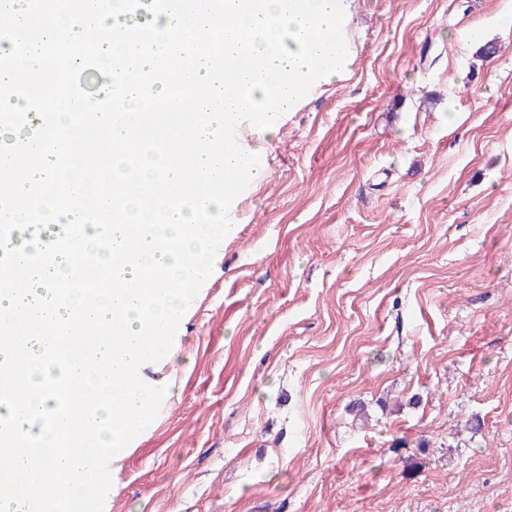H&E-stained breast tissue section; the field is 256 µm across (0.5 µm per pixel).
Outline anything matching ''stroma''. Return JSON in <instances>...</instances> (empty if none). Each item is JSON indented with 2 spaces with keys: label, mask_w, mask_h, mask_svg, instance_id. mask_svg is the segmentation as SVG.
I'll list each match as a JSON object with an SVG mask.
<instances>
[{
  "label": "stroma",
  "mask_w": 512,
  "mask_h": 512,
  "mask_svg": "<svg viewBox=\"0 0 512 512\" xmlns=\"http://www.w3.org/2000/svg\"><path fill=\"white\" fill-rule=\"evenodd\" d=\"M352 12L348 76L268 143L100 512H512V0Z\"/></svg>",
  "instance_id": "35a3bbf8"
}]
</instances>
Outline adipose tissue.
Returning a JSON list of instances; mask_svg holds the SVG:
<instances>
[{"label":"adipose tissue","instance_id":"1","mask_svg":"<svg viewBox=\"0 0 512 512\" xmlns=\"http://www.w3.org/2000/svg\"><path fill=\"white\" fill-rule=\"evenodd\" d=\"M180 11L151 9L138 42H91L84 27H105L119 10L115 0L81 20L54 0L44 15H13L31 33L27 49L0 67V111L16 109L13 88L27 75L40 90L54 82L46 49L67 40L75 61L93 60L112 77L119 106L112 122L88 130L81 126L80 104L56 113L53 131L27 125L23 134L0 139V156H25L23 177L0 170V196L22 200L30 181L42 188V219L51 229L25 239L26 216L9 208L1 219L12 223L18 242L0 244V325L19 310L53 323L58 335L47 338L30 327L25 354L16 337L0 336V373L7 375L15 399H0V422L15 437L37 447L42 465L40 488L19 480L27 467L22 454L0 462V512H63L68 499L96 491L95 474L82 473L89 453L109 454L120 468L128 454L130 430L152 413L158 396L143 375L156 359L157 342L167 341L180 317L186 285L208 272L214 250L233 231L240 198L199 191V176L213 167L208 151L192 150L202 139L224 154L225 180L254 184L265 176L264 146L297 111L307 94L343 80L352 61L348 26L351 0H183ZM224 34V70L214 72L207 43ZM190 59L185 72L170 82L154 73L171 34ZM244 117L235 138L223 135L227 121ZM102 141L116 155L139 141H161L175 160L158 186L143 170L142 192L114 184L112 205L139 217L152 212V223H116L111 230L86 224L78 211L58 207V184L93 200L98 181L89 177V158L79 147ZM93 255L107 274V289L88 297L68 287L76 253ZM95 327L98 346L87 356L73 348L72 318ZM93 432L85 444L64 447L62 434L77 421Z\"/></svg>","mask_w":512,"mask_h":512}]
</instances>
